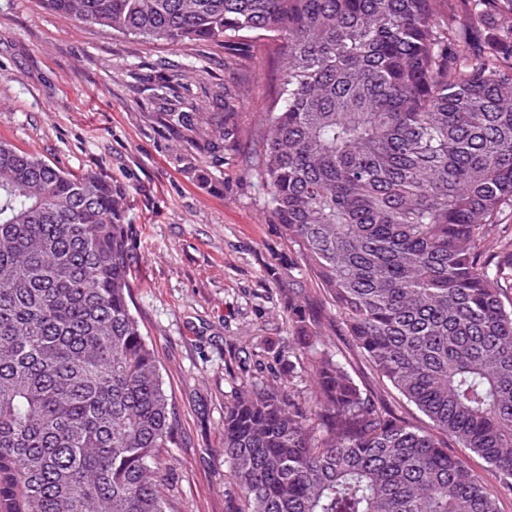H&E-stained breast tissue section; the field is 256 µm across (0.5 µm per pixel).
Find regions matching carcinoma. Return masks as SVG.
<instances>
[{
    "instance_id": "1",
    "label": "carcinoma",
    "mask_w": 512,
    "mask_h": 512,
    "mask_svg": "<svg viewBox=\"0 0 512 512\" xmlns=\"http://www.w3.org/2000/svg\"><path fill=\"white\" fill-rule=\"evenodd\" d=\"M81 25L222 42L224 111L170 127L239 137L235 49L283 59L249 172L270 222L326 289L360 355L438 433L499 472L487 487L323 348L299 395L255 384L224 411L246 512H499L512 496V0H43ZM125 186L0 141V512H167L177 412L131 310Z\"/></svg>"
}]
</instances>
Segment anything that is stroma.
Instances as JSON below:
<instances>
[{"label":"stroma","instance_id":"1","mask_svg":"<svg viewBox=\"0 0 512 512\" xmlns=\"http://www.w3.org/2000/svg\"><path fill=\"white\" fill-rule=\"evenodd\" d=\"M243 64L256 79L239 110V140L225 160L203 157V184L184 169L189 131L161 120L153 88L179 72V101L218 111L212 98L229 78L223 43L144 40L77 24L42 0H0V139L66 171L102 172L128 190L132 311L178 412L177 443L163 452L173 512H242L222 452L224 408L255 383L305 392L309 361L288 352V290L298 283L354 383L430 428L360 356L323 288L263 212L246 159L283 62L258 39Z\"/></svg>","mask_w":512,"mask_h":512}]
</instances>
